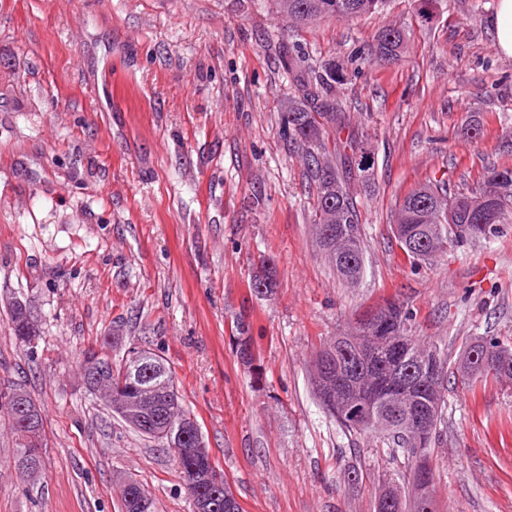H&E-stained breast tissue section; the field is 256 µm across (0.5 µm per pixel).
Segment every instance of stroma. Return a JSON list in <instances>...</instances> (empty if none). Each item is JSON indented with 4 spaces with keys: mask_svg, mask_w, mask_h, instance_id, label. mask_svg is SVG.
<instances>
[{
    "mask_svg": "<svg viewBox=\"0 0 512 512\" xmlns=\"http://www.w3.org/2000/svg\"><path fill=\"white\" fill-rule=\"evenodd\" d=\"M497 3L437 0L424 27L418 0H387L369 17L293 28L273 0H0V378L31 394L47 435L42 476L23 480L0 411V512H120L128 477L155 512H192L173 453L80 379L106 336L113 358L134 345L171 366L244 512H374L387 485L410 495L403 458L321 408L313 358L394 296L411 335L452 363L481 337L512 344V224L415 267L392 233L409 190L434 175L474 186L512 135ZM386 25L407 34L402 58L351 62ZM292 45L306 66L343 65L342 135L375 153L352 288L324 261L302 155L281 131L297 92L283 71ZM268 270L276 286L257 295ZM16 297L36 348L10 328ZM240 318L261 376L233 347ZM431 461L438 512H512V381L451 377Z\"/></svg>",
    "mask_w": 512,
    "mask_h": 512,
    "instance_id": "1",
    "label": "stroma"
}]
</instances>
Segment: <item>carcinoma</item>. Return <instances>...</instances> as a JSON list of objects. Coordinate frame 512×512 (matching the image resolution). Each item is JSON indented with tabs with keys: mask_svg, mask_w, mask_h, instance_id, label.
<instances>
[{
	"mask_svg": "<svg viewBox=\"0 0 512 512\" xmlns=\"http://www.w3.org/2000/svg\"><path fill=\"white\" fill-rule=\"evenodd\" d=\"M277 12L287 17L295 26L305 27L324 18L342 17L358 19L372 15L381 9L385 0H274ZM406 33L395 26L383 27L370 47V55L384 61L400 59ZM343 80V72L336 63L320 65L301 84V97L288 100V108L282 117V132L302 152L310 187L316 197L314 231L322 253L347 284L357 282L364 268L359 202L350 192L349 183L361 178L370 181L357 161V155H365L367 148L350 147L351 154L330 150V134L344 127L345 114L336 100V84ZM506 160L487 169L471 189L452 190L448 181L440 178L428 180L411 189L400 201L394 224V236L403 256L416 265L430 260L444 250L441 243L465 247L481 239L487 240L500 233L501 224L512 223V142L499 148ZM481 224H495L497 228L485 234ZM416 237L431 245V250L417 252L408 248L404 239ZM30 311L28 302L17 299L10 306L11 330L16 340L24 345L30 328L25 313ZM378 312L384 318L386 328L382 335L407 346L403 366L418 369L426 356L435 357L441 366L438 388L421 396L420 406L432 413L429 436L437 433L444 421L447 405L445 383L451 373L448 354L434 344H421L408 335L412 313L397 298H385L366 309L355 318L350 331L331 337L317 352L312 384L315 394L324 387L332 390L343 387V392L353 393L361 382L374 376L378 363L385 352L376 346L377 333H365L363 321L368 314ZM232 339L244 365L250 372L255 366L252 337L249 325L240 320L235 326ZM150 358L161 364L154 371L160 383L175 384V375L167 362L157 354L131 346L115 364L112 384L123 386V401L132 406L137 402L139 391L134 380L135 365ZM458 369L468 376L486 380L502 376L512 377V347L496 338H480L470 343ZM409 403L404 395H385L374 408V424L354 423L334 405L322 407L350 434L371 431L380 434L382 445L394 456H403L411 464L412 503L410 512L419 509L421 486L418 478V460L430 457L432 440L422 444L416 441L409 427ZM209 464L206 459L183 456L179 458L180 473L189 495L197 493L194 470ZM122 512H153L154 501L149 490L138 480L127 478L119 487ZM392 501L393 512H402L403 502L397 488L391 486L378 497L375 512L380 506Z\"/></svg>",
	"mask_w": 512,
	"mask_h": 512,
	"instance_id": "obj_1",
	"label": "carcinoma"
}]
</instances>
